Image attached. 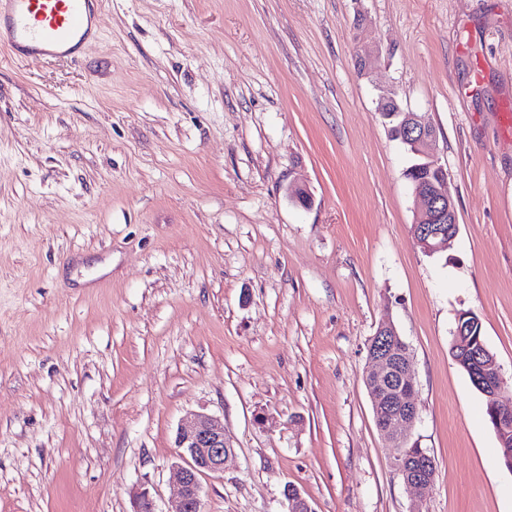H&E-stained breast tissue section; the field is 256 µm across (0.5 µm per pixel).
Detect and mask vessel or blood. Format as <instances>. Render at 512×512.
Wrapping results in <instances>:
<instances>
[{
  "label": "vessel or blood",
  "instance_id": "1",
  "mask_svg": "<svg viewBox=\"0 0 512 512\" xmlns=\"http://www.w3.org/2000/svg\"><path fill=\"white\" fill-rule=\"evenodd\" d=\"M95 0H0V42L16 60L73 57L103 19Z\"/></svg>",
  "mask_w": 512,
  "mask_h": 512
}]
</instances>
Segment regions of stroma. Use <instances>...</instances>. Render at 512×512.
Instances as JSON below:
<instances>
[{
  "label": "stroma",
  "mask_w": 512,
  "mask_h": 512,
  "mask_svg": "<svg viewBox=\"0 0 512 512\" xmlns=\"http://www.w3.org/2000/svg\"><path fill=\"white\" fill-rule=\"evenodd\" d=\"M98 8L78 58L0 47V512H132L139 485L166 512L194 412L236 447L203 512H287L288 483L315 512H512L450 350L475 313L512 383V0ZM386 92L436 133L458 217L436 255ZM386 319L414 356L423 495L363 381Z\"/></svg>",
  "instance_id": "35a3bbf8"
}]
</instances>
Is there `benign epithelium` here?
Listing matches in <instances>:
<instances>
[{
    "label": "benign epithelium",
    "mask_w": 512,
    "mask_h": 512,
    "mask_svg": "<svg viewBox=\"0 0 512 512\" xmlns=\"http://www.w3.org/2000/svg\"><path fill=\"white\" fill-rule=\"evenodd\" d=\"M378 112H393L400 117L402 140L420 149L428 159L429 167L443 169L434 159V130L422 122L413 112L401 110L395 97L384 94L378 101ZM446 178L423 184L411 182L413 195L423 202V209L417 215L413 235L418 244L428 252H438L448 244L454 235L440 228L442 224L457 223L456 210L445 189ZM469 313L461 312L454 330V350L467 354L475 351L480 360V373L476 376V388L488 398L489 411L495 430L501 435L512 433V408L506 409L501 403V394L506 380L496 357L484 348L472 349L470 344V323L466 322ZM371 367L364 380L371 392L373 412L377 427L388 442L389 447L398 450L394 465L404 483L425 490L434 482L433 458L422 452L412 455L407 446V437L402 429H411L418 419V410L412 401L415 393L413 385L414 360L407 353H398L375 348L370 350ZM174 445L175 463L179 482L178 496L171 502L166 512H203L200 477L206 474L224 473V464L235 456L233 437L224 428V419L206 413H197L186 419L177 429ZM288 512H314L308 500L295 486L284 495ZM133 512H155V505L149 490L139 488L133 494Z\"/></svg>",
    "instance_id": "7a95c632"
}]
</instances>
